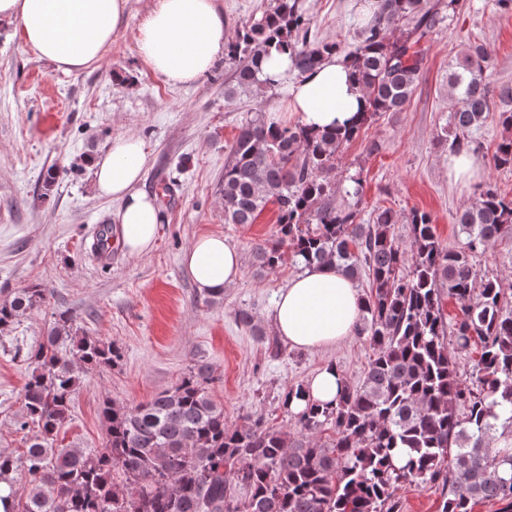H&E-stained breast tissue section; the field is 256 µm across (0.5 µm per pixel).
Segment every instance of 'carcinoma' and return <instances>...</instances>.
<instances>
[{"label":"carcinoma","instance_id":"carcinoma-1","mask_svg":"<svg viewBox=\"0 0 512 512\" xmlns=\"http://www.w3.org/2000/svg\"><path fill=\"white\" fill-rule=\"evenodd\" d=\"M430 0H375L369 21L344 51L364 94L361 119L345 128L312 131L264 118L247 121L224 164V223L253 224L277 206L271 236L253 249L257 272L272 271L288 256L297 265L331 264L352 281L369 280L355 334L373 349L362 382L343 381L335 403L307 404L298 383L282 406L295 432L246 415L229 422L209 396L214 369L195 365L178 384L135 407L106 398L99 417L104 448L87 453L56 447L72 398L89 371L120 358L114 343L80 336L60 312L41 341L26 353L32 367L24 386L18 429L37 428L24 458L0 453V483L9 488L5 512H396L404 484L439 483L442 512H471L475 500L512 508V297L499 278L478 271L472 256L512 232V198L484 183L457 215L466 242L443 245L431 216L413 209L409 244L394 235L399 216L378 208L369 223L336 205V160L362 128L410 100L423 69L420 41L455 15ZM402 20L403 39L391 37ZM288 45L291 70L301 76L335 42H316L299 0L273 8L238 30L224 54L241 61L239 91L274 87L265 59ZM489 55L477 45L448 74L454 102L444 129L450 151H478L472 133L494 102L487 78ZM509 132L497 145L495 165L512 166V108L498 112ZM34 285L0 302V333L25 312L46 303ZM461 305L449 324L444 297ZM482 344L475 380L458 376L457 353ZM24 469L32 487L25 500L15 489ZM246 490L237 495L236 489Z\"/></svg>","mask_w":512,"mask_h":512}]
</instances>
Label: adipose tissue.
Wrapping results in <instances>:
<instances>
[{
    "mask_svg": "<svg viewBox=\"0 0 512 512\" xmlns=\"http://www.w3.org/2000/svg\"><path fill=\"white\" fill-rule=\"evenodd\" d=\"M138 29L142 59L173 86L196 82L224 52V13L218 0H149ZM127 0H0V22L14 24L21 41L67 72L99 62L120 30ZM300 124L316 130L348 124L365 100L343 55L330 54L289 87ZM148 157L136 137L114 140L90 157L99 195L117 200L114 219L131 255L149 251L164 216L140 184ZM183 261L198 290L209 294L240 277L238 251L220 236H201ZM362 308L354 283L330 265L304 268L278 296L272 321L289 346L311 350L336 346L352 336Z\"/></svg>",
    "mask_w": 512,
    "mask_h": 512,
    "instance_id": "obj_1",
    "label": "adipose tissue"
}]
</instances>
